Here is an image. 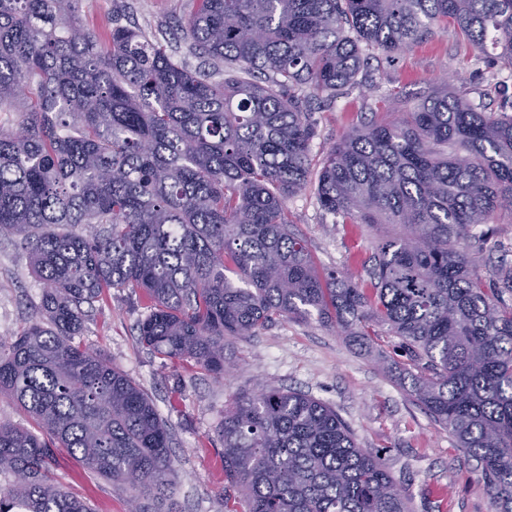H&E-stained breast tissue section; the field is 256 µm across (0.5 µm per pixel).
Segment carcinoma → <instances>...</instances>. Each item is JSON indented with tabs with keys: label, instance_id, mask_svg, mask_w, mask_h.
I'll use <instances>...</instances> for the list:
<instances>
[{
	"label": "carcinoma",
	"instance_id": "obj_1",
	"mask_svg": "<svg viewBox=\"0 0 512 512\" xmlns=\"http://www.w3.org/2000/svg\"><path fill=\"white\" fill-rule=\"evenodd\" d=\"M82 0H0V234L42 286L0 338V393L39 433L0 421V512H90L56 484L66 451L125 485L129 512H178L167 421L87 348L83 305L144 293L140 342L224 375V351L278 320L317 316L359 346L394 336L403 388L475 462L493 512H512V262L481 271V225L512 224V102L445 85L340 137L312 170L310 100L360 84L370 52L453 26L474 59L512 73V0H197L180 38ZM313 185L334 224L382 233L358 277L319 270L285 199ZM89 234L73 231L78 225ZM224 512H410L336 410L260 388L224 409Z\"/></svg>",
	"mask_w": 512,
	"mask_h": 512
}]
</instances>
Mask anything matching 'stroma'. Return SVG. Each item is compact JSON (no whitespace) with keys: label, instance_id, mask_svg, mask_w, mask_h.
<instances>
[{"label":"stroma","instance_id":"obj_1","mask_svg":"<svg viewBox=\"0 0 512 512\" xmlns=\"http://www.w3.org/2000/svg\"><path fill=\"white\" fill-rule=\"evenodd\" d=\"M193 0H83L85 26L106 32L112 19L170 42L176 60L189 68L202 61L178 42L171 26L187 15ZM369 71L377 89L356 87L329 106L314 109L311 159L320 163L341 136L374 111L396 117L400 101L417 104L429 87L442 83L467 93L489 109L512 98V75L502 74L499 93L454 31H440L397 57L373 55ZM289 218L318 268L354 271L366 256L375 230L333 224L313 189L288 202ZM42 288L17 238L0 237V337L25 326L40 303ZM144 313L141 294L114 289L89 308L83 340L106 357L155 401L172 433L175 498L180 512H224V449L217 436L225 406L255 384L297 389L330 404L358 443L381 457L414 512H491L483 482L454 439L405 393L397 371L383 367L377 353L360 350L317 319L278 321L230 345L231 368L217 380L178 361L148 351L137 336ZM56 478L94 512H129L125 489L59 453Z\"/></svg>","mask_w":512,"mask_h":512}]
</instances>
